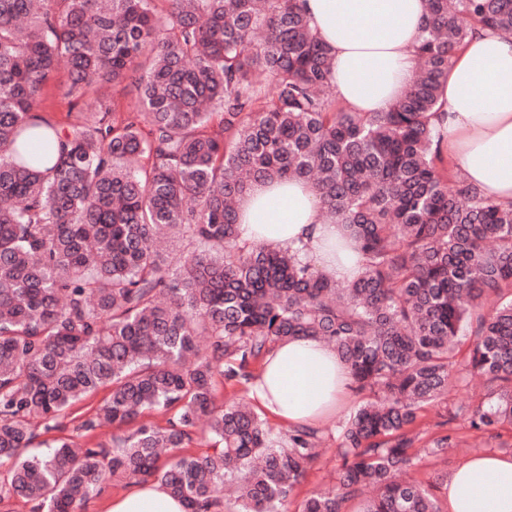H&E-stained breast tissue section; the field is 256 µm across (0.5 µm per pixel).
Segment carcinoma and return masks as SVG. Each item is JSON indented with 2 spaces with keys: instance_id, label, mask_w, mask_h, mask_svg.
Wrapping results in <instances>:
<instances>
[{
  "instance_id": "cac0c4a2",
  "label": "carcinoma",
  "mask_w": 512,
  "mask_h": 512,
  "mask_svg": "<svg viewBox=\"0 0 512 512\" xmlns=\"http://www.w3.org/2000/svg\"><path fill=\"white\" fill-rule=\"evenodd\" d=\"M478 26L512 36V0H427L417 77L387 112H345L323 94L333 58L296 0H0V505L77 512L118 477L162 484L186 512H286L319 431L274 434L215 386L308 337L365 398L340 424L334 484L302 512L356 498L360 512H444L431 488L395 480L454 447L448 433L414 448L419 411L466 373L490 383L469 428L512 425V203L444 174L433 125ZM62 63L74 104L130 81L136 105L47 120ZM283 179L315 184L326 221L358 242L356 279L240 238L241 199ZM180 236L193 249L172 263ZM100 389L77 430L128 427L112 446L26 452Z\"/></svg>"
}]
</instances>
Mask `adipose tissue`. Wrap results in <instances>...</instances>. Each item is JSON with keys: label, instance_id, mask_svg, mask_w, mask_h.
<instances>
[{"label": "adipose tissue", "instance_id": "1", "mask_svg": "<svg viewBox=\"0 0 512 512\" xmlns=\"http://www.w3.org/2000/svg\"><path fill=\"white\" fill-rule=\"evenodd\" d=\"M312 29L334 59L336 99L350 112H385L417 65L426 0H302ZM436 128L451 171L499 203L512 202V40L472 33L448 71ZM243 239L304 247L339 280L358 274L356 244L326 223L316 187L286 180L254 191L238 213ZM350 382L335 349L312 338L281 342L249 384V396L278 423L315 428L335 413ZM444 486L448 512H512V455L478 454ZM106 512H185L156 482L113 497Z\"/></svg>", "mask_w": 512, "mask_h": 512}]
</instances>
